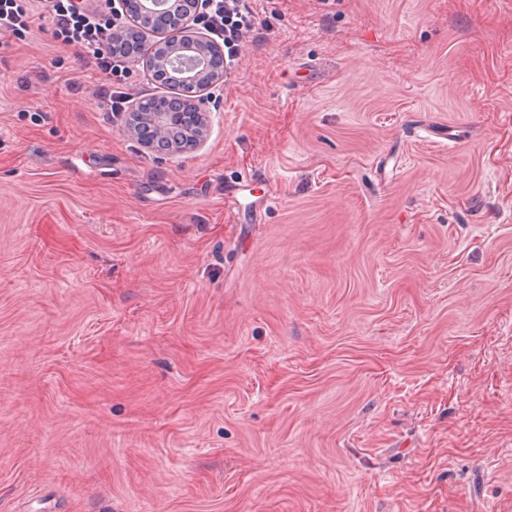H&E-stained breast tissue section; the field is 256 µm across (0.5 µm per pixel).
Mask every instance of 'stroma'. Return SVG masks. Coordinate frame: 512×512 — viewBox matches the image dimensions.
<instances>
[{"label": "stroma", "instance_id": "1", "mask_svg": "<svg viewBox=\"0 0 512 512\" xmlns=\"http://www.w3.org/2000/svg\"><path fill=\"white\" fill-rule=\"evenodd\" d=\"M248 4L195 151L0 48V512H512V0Z\"/></svg>", "mask_w": 512, "mask_h": 512}]
</instances>
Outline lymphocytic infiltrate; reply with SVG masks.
<instances>
[{"instance_id":"1","label":"lymphocytic infiltrate","mask_w":512,"mask_h":512,"mask_svg":"<svg viewBox=\"0 0 512 512\" xmlns=\"http://www.w3.org/2000/svg\"><path fill=\"white\" fill-rule=\"evenodd\" d=\"M179 8L192 15L195 25L225 49L224 66L232 68L253 28V15L245 0H207L203 5L196 0H180ZM33 9L51 20L57 40L80 49L86 67L106 75L110 88L103 97L109 110L116 115L124 112L132 78V50L126 35L137 28L136 19L106 18L89 8L85 0H0V37L24 32Z\"/></svg>"}]
</instances>
